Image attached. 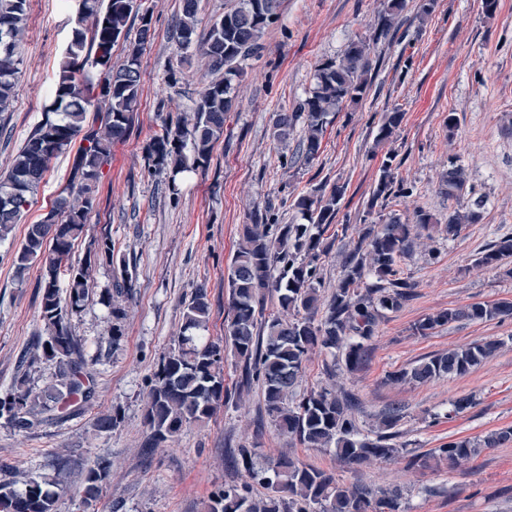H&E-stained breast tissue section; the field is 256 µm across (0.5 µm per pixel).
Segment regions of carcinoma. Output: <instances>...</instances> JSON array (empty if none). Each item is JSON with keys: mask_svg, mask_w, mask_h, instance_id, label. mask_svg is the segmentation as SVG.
<instances>
[{"mask_svg": "<svg viewBox=\"0 0 512 512\" xmlns=\"http://www.w3.org/2000/svg\"><path fill=\"white\" fill-rule=\"evenodd\" d=\"M76 27L57 59V83L44 118L27 137L4 176H0V241L9 238L32 205L34 197L62 153L76 148L69 178L58 196L57 208L41 221L27 226L14 262L20 269L40 265L42 301L40 318L47 335L37 338L31 361L42 356L62 362L78 353L66 310L80 308L88 298L92 272L108 264L119 274L115 293L102 301L116 317L123 314L115 297L121 296L131 273L125 258L115 257L112 240L104 235L89 242L84 262L74 266L68 258L75 241L84 233L97 201L103 169L112 158V144L123 138L134 120L141 89L140 59L152 20L149 0H77ZM197 2L183 0L184 17L177 39L179 48L197 47L209 68L224 72L203 87L193 109L190 125L180 119L164 120L147 149L148 171H167L169 190L178 195L177 176L211 159L224 135V117L231 111L234 80L242 65L261 49L260 39L277 19L280 0H238L237 6L211 21L203 40L197 39ZM404 0H387V6L369 36L351 41L342 56L320 63L314 73L313 91L293 112H279L274 137L285 142L294 127L302 125V153L308 161L319 153L328 116L348 103H357L373 85L369 60L370 43L398 31L397 17ZM27 0H0V113L10 110L20 73L21 42ZM141 22V36L129 40L128 24ZM123 45V64L112 66V53ZM93 117H88V114ZM402 122V113H386L379 138L387 140ZM397 155L386 153L363 224L341 225L346 244L342 272L330 299L321 294L319 260L336 238L325 236L341 211L344 187L326 189L320 183L298 196L292 208L300 224H281L260 216L241 225L239 247L234 254L224 287L230 295L224 326V346L206 342L199 332L206 328L210 306L204 290L185 305L184 331L150 379L144 419L150 430L151 447L177 437L184 427L207 424L219 402L229 403L224 387V348L242 363L239 388L254 382L261 386L265 412L280 433L315 449L333 450L338 462L356 470L388 460L406 450L398 441L403 409L392 407L378 414L374 430L359 432L356 414L360 400L337 385H321L298 391L306 362L315 353L332 357L325 372H355L366 361L369 342L388 314L413 300L414 284L401 276L399 262L421 235L437 234L453 240L464 224L480 220L481 202L465 212L448 213L438 223L419 209L413 221L397 216L382 224H368L377 206L405 196L409 188L397 178ZM468 184L464 167L451 160L440 184L449 198L461 196ZM480 267L501 269L512 275V236L498 237L493 246L476 258ZM277 298L288 312L283 319L265 313L266 296ZM512 317V302L473 303L427 315L414 324V334L427 336L440 327L460 321ZM494 342H474L435 354L411 369L388 375L397 384H425L441 376L464 375L496 350ZM95 396L83 364L68 366L61 378L40 392L33 391L26 377L0 397V419L17 432H28L46 419L67 411L72 414ZM512 442V428L500 429L480 441L452 440L424 454H410L408 467L425 469L433 464L460 467L486 448ZM228 456L243 467L247 478L239 484L213 491L202 502L201 512H405L398 488L377 490L366 485H346L336 476L313 465L281 456L266 463L254 459L249 448H231ZM109 462L99 459L85 471V492L95 496L104 489ZM266 493L257 496L254 486ZM62 492H53L46 482L32 479L18 491L11 482H0V512H58Z\"/></svg>", "mask_w": 512, "mask_h": 512, "instance_id": "carcinoma-1", "label": "carcinoma"}]
</instances>
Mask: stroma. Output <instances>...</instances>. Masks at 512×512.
Returning <instances> with one entry per match:
<instances>
[{
    "mask_svg": "<svg viewBox=\"0 0 512 512\" xmlns=\"http://www.w3.org/2000/svg\"><path fill=\"white\" fill-rule=\"evenodd\" d=\"M418 2L406 0L394 40L371 46L369 94L330 114L316 159L285 166L282 155L297 150L302 134L293 131L287 143H278L274 114L292 111L309 95L319 63L340 58L350 41L374 30L383 0H281L260 54L246 62L223 139L208 165L181 175L173 200L167 175L147 171L146 148L160 123L158 104L170 99L180 112L192 113L212 75L200 52L177 46L181 0H152L147 37H140L139 23L130 29L131 39L144 41L135 121L124 140L112 146L86 236L71 253L72 263L80 264L89 238L109 235L133 274L128 295L119 299L124 314L113 318L101 301V294L113 288L114 273L111 266H97L91 296L69 317L96 397L83 414L50 420L28 434L0 421V465L8 467L0 481L20 490L28 479H52L63 456L73 464L61 512H199L212 491L244 480V471L227 461L226 451L247 446L264 459L292 456L348 484L400 486L407 512H512V443L483 450L455 470L409 472L399 457L354 472L340 468L332 453L301 447L280 434L261 414L256 386L219 406L206 427L191 425L173 442L151 450L145 446L149 380L177 345L185 304L197 288H205L211 309L204 338L224 337L229 302L224 279L241 225L250 223L254 213L268 211L291 222L293 200L322 182L344 186L341 211L359 221L391 150L401 162L398 176L412 194L390 202L382 217H406L420 208L443 222L449 212L478 202L482 219L465 225L457 239L416 241L400 262L403 276L415 285L414 299L380 324L364 367L336 382L361 398L365 415L358 425L363 431H370L373 414L401 405V439L418 452L512 427V320L461 321L429 336L412 332L428 314L475 302L512 301V277L475 263L497 237L512 234V0H498L490 16L483 13L481 0H437L423 23L416 18ZM73 18L72 0L27 2L16 98L11 111L0 114V172L9 168L53 99L56 61L71 36ZM172 71L178 77L174 84L168 81ZM395 109L403 114L399 128L389 141L378 142L385 113ZM452 113L458 125L451 132L446 121ZM72 159L68 152L54 161L34 204L12 237L0 242L1 396L21 376L42 390L63 369L55 360L40 359L28 367L20 363L44 333L41 272L35 263L18 269L13 254L27 225L38 222L57 198ZM452 160L465 167L472 187L456 199L439 187ZM473 341H496L500 347L465 375L423 385L386 380L389 373ZM466 394L475 395V406L449 416L451 400ZM112 412L119 423L98 428V418ZM98 455L109 459L110 477L101 496L89 501L84 470Z\"/></svg>",
    "mask_w": 512,
    "mask_h": 512,
    "instance_id": "stroma-1",
    "label": "stroma"
}]
</instances>
